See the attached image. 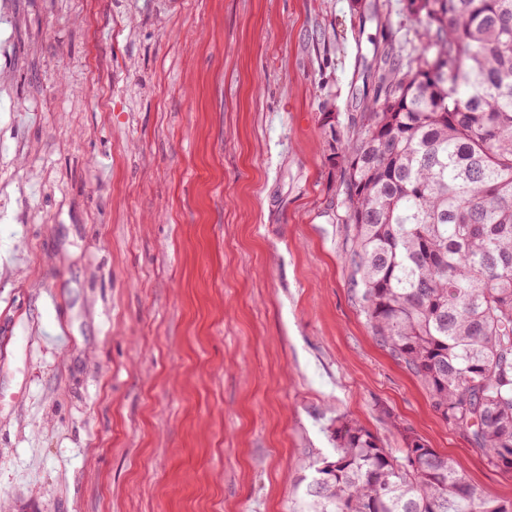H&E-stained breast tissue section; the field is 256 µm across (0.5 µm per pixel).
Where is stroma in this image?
<instances>
[{"label": "stroma", "mask_w": 512, "mask_h": 512, "mask_svg": "<svg viewBox=\"0 0 512 512\" xmlns=\"http://www.w3.org/2000/svg\"><path fill=\"white\" fill-rule=\"evenodd\" d=\"M419 29L401 0H0L8 512H305L340 416L512 503L347 279L323 117Z\"/></svg>", "instance_id": "stroma-1"}]
</instances>
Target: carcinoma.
Returning <instances> with one entry per match:
<instances>
[{"label":"carcinoma","mask_w":512,"mask_h":512,"mask_svg":"<svg viewBox=\"0 0 512 512\" xmlns=\"http://www.w3.org/2000/svg\"><path fill=\"white\" fill-rule=\"evenodd\" d=\"M362 122L331 134L352 293L433 411L512 472V0H405ZM312 512H512L416 434L336 419Z\"/></svg>","instance_id":"1"}]
</instances>
